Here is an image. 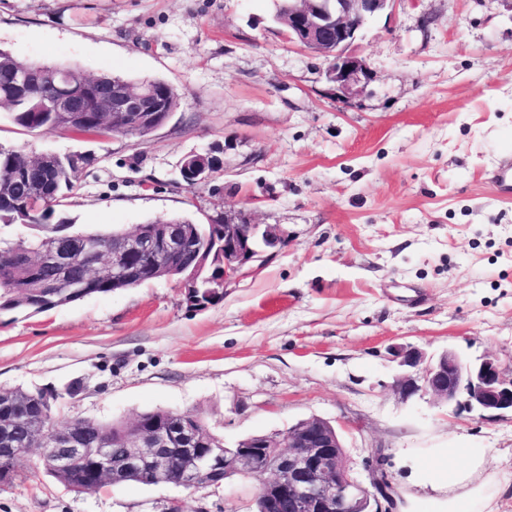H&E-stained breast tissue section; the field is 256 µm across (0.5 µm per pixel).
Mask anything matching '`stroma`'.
Wrapping results in <instances>:
<instances>
[{"mask_svg":"<svg viewBox=\"0 0 512 512\" xmlns=\"http://www.w3.org/2000/svg\"><path fill=\"white\" fill-rule=\"evenodd\" d=\"M280 0H0V48L22 62L161 79L180 95L141 139L29 132L0 108V147L91 155L60 211L74 233L246 214L286 242L195 308L174 280L43 313L0 311V387L51 397L55 420L199 415L225 446L312 416L354 475L396 505L423 495L405 456L485 448L512 512V419L402 400L396 346L512 365V198L490 172L512 154V0H394L351 50L371 77L341 96L327 61L288 42ZM193 152L219 161L180 177ZM257 487L106 484L75 492L35 457L0 512H254ZM186 157L187 159L183 164V173L186 181L185 183L188 186L192 187L195 185H189L187 182L195 184L205 182L210 176L208 161L213 162V158L198 153H191L188 154ZM198 157H202L204 159V162H202L201 160H197L196 158ZM197 161H200V163H197Z\"/></svg>","mask_w":512,"mask_h":512,"instance_id":"35a3bbf8","label":"stroma"}]
</instances>
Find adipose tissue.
<instances>
[{
    "instance_id": "ef3b65f1",
    "label": "adipose tissue",
    "mask_w": 512,
    "mask_h": 512,
    "mask_svg": "<svg viewBox=\"0 0 512 512\" xmlns=\"http://www.w3.org/2000/svg\"><path fill=\"white\" fill-rule=\"evenodd\" d=\"M437 461L421 470L432 490L420 505L406 504L402 512H484L495 484L486 473L488 451L484 448H443Z\"/></svg>"
}]
</instances>
